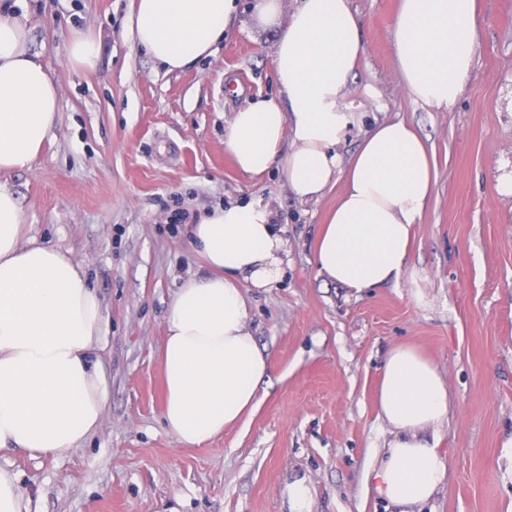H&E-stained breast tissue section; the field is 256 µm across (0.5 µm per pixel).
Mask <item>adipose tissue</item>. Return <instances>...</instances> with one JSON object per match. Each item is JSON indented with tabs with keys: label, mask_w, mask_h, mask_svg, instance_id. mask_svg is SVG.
Listing matches in <instances>:
<instances>
[{
	"label": "adipose tissue",
	"mask_w": 512,
	"mask_h": 512,
	"mask_svg": "<svg viewBox=\"0 0 512 512\" xmlns=\"http://www.w3.org/2000/svg\"><path fill=\"white\" fill-rule=\"evenodd\" d=\"M236 10L235 0H133L130 31L167 71H181L214 55ZM252 11L279 31V94L234 112L225 149L244 173L279 169L301 200L339 185L316 244L319 272L359 292L396 281L433 192L434 166L416 130L399 119L365 127L350 158L337 152L363 122L345 99L366 54L350 0H254ZM29 33L14 7L0 6V173L29 166L58 117L57 85L30 50ZM477 38L476 0H400L391 47L403 90L452 110L472 79ZM274 221L269 205L250 201L216 206L189 227L209 271L175 295L160 350L162 417L183 444H203L239 423L272 370L249 329L243 287L264 288L283 274ZM26 226L15 193L0 183V451L65 452L102 423L107 377L98 349L107 318L81 263L38 243ZM381 375L379 413L395 437L373 488L392 505H421L450 466L421 439L447 419L448 386L408 345L389 351Z\"/></svg>",
	"instance_id": "adipose-tissue-1"
}]
</instances>
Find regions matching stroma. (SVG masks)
<instances>
[{
	"label": "stroma",
	"mask_w": 512,
	"mask_h": 512,
	"mask_svg": "<svg viewBox=\"0 0 512 512\" xmlns=\"http://www.w3.org/2000/svg\"><path fill=\"white\" fill-rule=\"evenodd\" d=\"M238 0L213 57L169 72L131 38V0H16L30 49L59 91L57 123L29 167L4 174L31 236L80 262L107 314L109 401L77 448L0 453L31 512H512V0H480L471 82L453 111L401 88L390 39L398 0H351L367 51L346 91L367 123L403 119L433 153L437 182L400 278L359 293L321 274L315 244L336 190L301 201L277 170L240 172L224 148L234 110L276 96L275 27ZM91 30L98 64L71 68L66 40ZM240 92L227 94V83ZM271 204L282 277L246 287L251 332L274 371L245 421L199 446L162 419L167 308L202 261L187 225L220 204ZM181 223H172L174 212ZM411 344L448 385L427 432L451 458L434 497L400 509L372 472L393 438L377 394L387 352Z\"/></svg>",
	"instance_id": "obj_1"
}]
</instances>
